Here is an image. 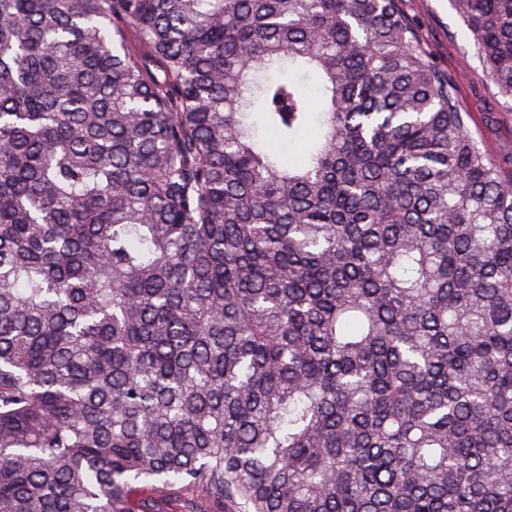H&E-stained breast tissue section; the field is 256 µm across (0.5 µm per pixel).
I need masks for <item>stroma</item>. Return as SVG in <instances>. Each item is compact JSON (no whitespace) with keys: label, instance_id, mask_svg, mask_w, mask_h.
Wrapping results in <instances>:
<instances>
[{"label":"stroma","instance_id":"35a3bbf8","mask_svg":"<svg viewBox=\"0 0 512 512\" xmlns=\"http://www.w3.org/2000/svg\"><path fill=\"white\" fill-rule=\"evenodd\" d=\"M401 5L438 66L454 81L472 135L503 173L512 172V99L486 81L472 36L450 0H402Z\"/></svg>","mask_w":512,"mask_h":512}]
</instances>
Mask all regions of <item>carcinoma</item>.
<instances>
[{
    "label": "carcinoma",
    "instance_id": "1",
    "mask_svg": "<svg viewBox=\"0 0 512 512\" xmlns=\"http://www.w3.org/2000/svg\"><path fill=\"white\" fill-rule=\"evenodd\" d=\"M451 3L512 98V0ZM464 115L401 0H0V512H512ZM171 498L169 507L173 511L169 512H187L205 506V492L200 487L185 489L178 485L171 491Z\"/></svg>",
    "mask_w": 512,
    "mask_h": 512
}]
</instances>
